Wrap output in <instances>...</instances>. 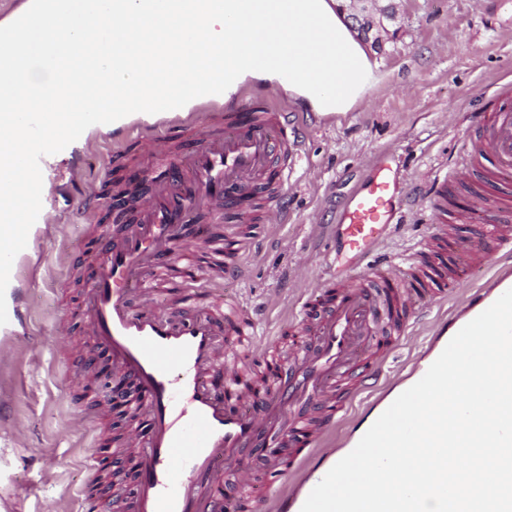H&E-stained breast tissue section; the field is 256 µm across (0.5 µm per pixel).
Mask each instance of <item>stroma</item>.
<instances>
[{
  "mask_svg": "<svg viewBox=\"0 0 512 512\" xmlns=\"http://www.w3.org/2000/svg\"><path fill=\"white\" fill-rule=\"evenodd\" d=\"M395 20L379 36L382 49L363 44L374 79L351 109L323 123L302 102L272 84L244 80L247 90L275 95L302 117L303 155L282 203L284 224H253L260 244L246 276L201 291L198 305L223 324L224 305L250 310L257 336L284 354L301 330L302 304L319 275L343 274L356 264L332 233L352 194L388 157H403L401 181L418 184L429 174L448 177L447 233L472 239L491 214L474 203L455 176L473 166L470 133L512 83V0H393ZM115 132L89 135L72 157L44 164L63 190L49 225L36 231L13 262L14 308L0 326V512H82L84 492L102 499L131 492L129 430L90 389L86 359L95 347L80 331L83 290L77 276L102 245L95 228L112 221L111 183ZM98 182L100 202L85 207L87 185ZM424 197L412 193L403 222L380 249L397 263L426 252L435 233ZM512 258L479 266L458 260L457 286L443 308L419 315L410 340L384 360L378 385L358 393L330 433L327 445L346 448L369 407L408 381L451 319L464 315L476 294L491 291ZM91 418L71 426L74 409ZM106 463L103 482L92 485L90 455Z\"/></svg>",
  "mask_w": 512,
  "mask_h": 512,
  "instance_id": "stroma-1",
  "label": "stroma"
}]
</instances>
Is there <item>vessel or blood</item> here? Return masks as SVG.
<instances>
[{
    "label": "vessel or blood",
    "mask_w": 512,
    "mask_h": 512,
    "mask_svg": "<svg viewBox=\"0 0 512 512\" xmlns=\"http://www.w3.org/2000/svg\"><path fill=\"white\" fill-rule=\"evenodd\" d=\"M500 104L485 113L472 148L479 160L475 176L495 183L512 180V87L503 86ZM143 165L164 168L166 176L147 191L118 185L133 199V223L105 239L83 273L85 335L105 346L113 365L133 379L139 399L133 415H146L149 439L129 430L126 444L137 449L138 485L132 512H224V465L238 462L234 491L252 512H266L286 490L295 465L321 447L328 429L340 420L354 378L377 377V359L393 336L408 324L396 320L393 289L414 287L420 307L447 300L455 286L448 255L478 257L487 263L512 255V231L501 217L512 210V196L494 193L487 204L494 221L480 225L470 243L447 248L445 234L432 240L431 255L409 266L385 260L370 264L376 248L398 225L406 205L396 181L369 179L347 200L338 224L341 245L357 266L342 277L322 276L308 301L318 307L316 344L299 346L294 360L267 366V384L248 388L242 365L259 353L255 321L239 304H229L226 330L208 314L176 319L172 302L157 290L167 277L180 278L187 292L214 279H237L252 242L196 232L199 224L231 219L251 223L255 198L268 201L264 220L285 223L277 202L301 157L302 141L287 112L264 94L234 95L212 103L203 123L183 126L178 143L138 136ZM426 199L436 222L448 212V183L436 180ZM223 244V265L197 269L195 257ZM315 405L320 419L310 425L299 411ZM252 449H291L290 465L276 468L270 484H257L242 453Z\"/></svg>",
    "instance_id": "1"
}]
</instances>
